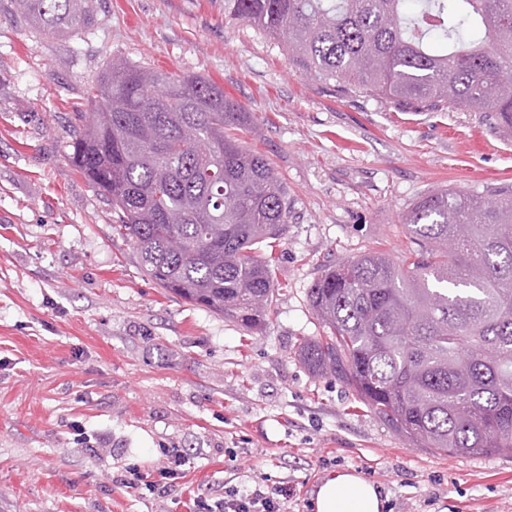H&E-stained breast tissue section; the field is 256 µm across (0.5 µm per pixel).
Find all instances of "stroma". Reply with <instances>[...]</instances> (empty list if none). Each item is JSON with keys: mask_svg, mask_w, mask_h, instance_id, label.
<instances>
[{"mask_svg": "<svg viewBox=\"0 0 512 512\" xmlns=\"http://www.w3.org/2000/svg\"><path fill=\"white\" fill-rule=\"evenodd\" d=\"M68 33L0 0V512H193L290 482L299 512L331 473L377 484L388 512H512V456L407 442L300 359L326 330L308 290L372 251L401 260L423 195L512 184V135L485 112H424L306 74L224 0H89ZM202 75L257 120L238 138L288 189L278 289L252 333L167 292L70 164L112 56ZM177 473L165 477L169 467ZM135 469L141 483L117 478Z\"/></svg>", "mask_w": 512, "mask_h": 512, "instance_id": "1", "label": "stroma"}]
</instances>
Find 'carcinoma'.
<instances>
[{"mask_svg": "<svg viewBox=\"0 0 512 512\" xmlns=\"http://www.w3.org/2000/svg\"><path fill=\"white\" fill-rule=\"evenodd\" d=\"M47 31L88 0H16ZM319 80L422 109L488 112L512 134V0H224ZM70 163L112 202L145 273L245 328L267 326L288 192L233 130L254 113L196 75L105 62ZM415 247L326 267L308 291L327 336L300 357L409 442L512 456V187L442 190L403 219Z\"/></svg>", "mask_w": 512, "mask_h": 512, "instance_id": "obj_1", "label": "carcinoma"}]
</instances>
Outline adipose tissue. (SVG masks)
Listing matches in <instances>:
<instances>
[{
  "label": "adipose tissue",
  "instance_id": "1",
  "mask_svg": "<svg viewBox=\"0 0 512 512\" xmlns=\"http://www.w3.org/2000/svg\"><path fill=\"white\" fill-rule=\"evenodd\" d=\"M385 508L376 484L349 471L323 480L311 501L312 512H385Z\"/></svg>",
  "mask_w": 512,
  "mask_h": 512
}]
</instances>
